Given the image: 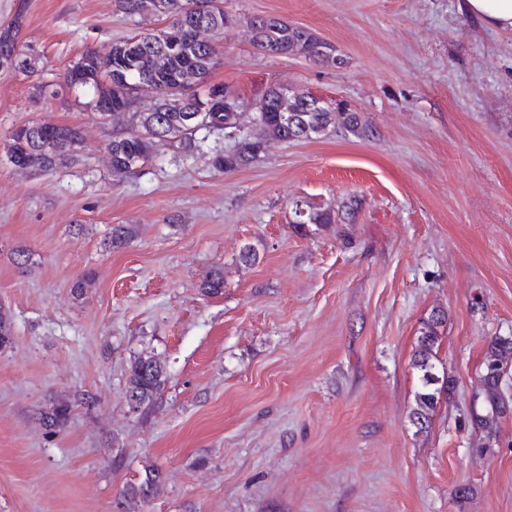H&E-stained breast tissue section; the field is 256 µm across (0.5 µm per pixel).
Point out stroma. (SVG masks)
I'll list each match as a JSON object with an SVG mask.
<instances>
[{"label": "stroma", "instance_id": "1", "mask_svg": "<svg viewBox=\"0 0 512 512\" xmlns=\"http://www.w3.org/2000/svg\"><path fill=\"white\" fill-rule=\"evenodd\" d=\"M208 81L243 133L270 85L341 100L369 137L332 133L217 171L230 140L114 175L107 145L154 103L106 117L38 93L90 50L166 26L114 0H0L23 13L40 72L0 69V512H121L126 482L159 468L140 512H512V418L485 445L481 361L512 336V29L460 0H224ZM275 16L336 47L342 66L264 54L249 20ZM77 127L75 162L9 163L11 131ZM331 212L299 224L294 203ZM115 224L133 237L109 248ZM256 258H241L244 248ZM224 273L219 293L202 281ZM83 296L72 287L83 274ZM445 310L437 369L455 380L431 427L410 421L421 321ZM158 357L167 381L132 410L125 373ZM87 393L66 428L52 402ZM469 485L467 498L457 490ZM73 404L65 401L63 403H52V405L41 413L44 426L55 432L56 429L63 427L69 420Z\"/></svg>", "mask_w": 512, "mask_h": 512}]
</instances>
